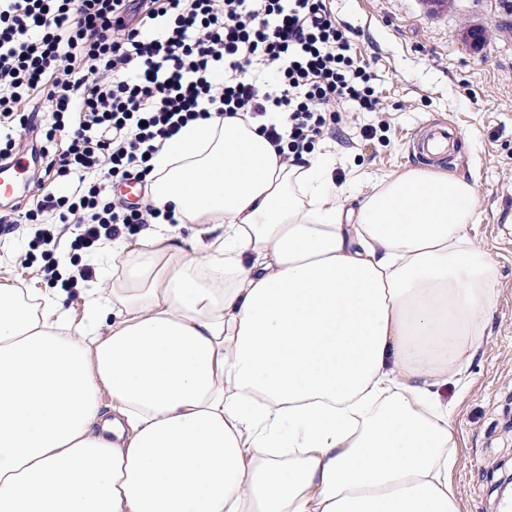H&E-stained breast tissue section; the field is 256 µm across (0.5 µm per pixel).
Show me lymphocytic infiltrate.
Segmentation results:
<instances>
[{
	"label": "lymphocytic infiltrate",
	"instance_id": "1",
	"mask_svg": "<svg viewBox=\"0 0 512 512\" xmlns=\"http://www.w3.org/2000/svg\"><path fill=\"white\" fill-rule=\"evenodd\" d=\"M347 105L386 109L326 0H0V161L34 136L58 183L37 208L1 211L0 235L37 225L35 249L71 230L72 248L96 251L156 217L111 191L145 183L188 122L249 116L299 164Z\"/></svg>",
	"mask_w": 512,
	"mask_h": 512
}]
</instances>
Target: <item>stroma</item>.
<instances>
[{"label": "stroma", "instance_id": "1", "mask_svg": "<svg viewBox=\"0 0 512 512\" xmlns=\"http://www.w3.org/2000/svg\"><path fill=\"white\" fill-rule=\"evenodd\" d=\"M337 18L379 77L384 112L346 108L335 138L325 139L337 184L361 191L417 169L411 135L437 118L453 121L466 140L443 173L475 190L473 241L497 271L494 316L486 343L463 383L441 391L457 430L453 480L464 512H500L497 483L512 471V9L503 0H329ZM481 31L476 43L471 32ZM387 130L361 145L364 126ZM34 225L0 240V278L46 292L57 282L41 255L26 258Z\"/></svg>", "mask_w": 512, "mask_h": 512}]
</instances>
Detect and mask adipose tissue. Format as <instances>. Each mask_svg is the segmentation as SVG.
Masks as SVG:
<instances>
[{
  "label": "adipose tissue",
  "mask_w": 512,
  "mask_h": 512,
  "mask_svg": "<svg viewBox=\"0 0 512 512\" xmlns=\"http://www.w3.org/2000/svg\"><path fill=\"white\" fill-rule=\"evenodd\" d=\"M151 164L159 215L81 321L0 280V512H461L438 390L496 285L471 183L408 171L348 210L326 157L217 115Z\"/></svg>",
  "instance_id": "1"
}]
</instances>
